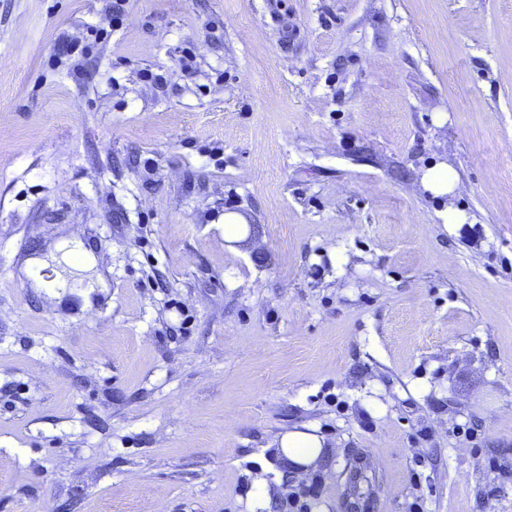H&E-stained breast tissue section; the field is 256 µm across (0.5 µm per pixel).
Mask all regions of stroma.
I'll return each mask as SVG.
<instances>
[{
  "instance_id": "35a3bbf8",
  "label": "stroma",
  "mask_w": 512,
  "mask_h": 512,
  "mask_svg": "<svg viewBox=\"0 0 512 512\" xmlns=\"http://www.w3.org/2000/svg\"><path fill=\"white\" fill-rule=\"evenodd\" d=\"M123 5L0 0V512H512V0ZM458 176L448 162L434 163L422 170L420 176L421 188L435 198L448 195V205L440 211L439 215L443 224H459L463 219L461 213L450 201L457 188ZM55 252L61 253L60 260L73 268L92 269L96 266V258L93 253L87 249L80 240L60 239L55 245ZM80 256V261L75 262L73 257ZM54 267L45 260L28 259L25 262L24 270L36 288H44L52 295L59 296L56 289L66 288V280ZM45 270H51V273L44 272ZM314 429L304 427L283 433L279 439L278 452L295 467H308L322 455L324 440Z\"/></svg>"
}]
</instances>
